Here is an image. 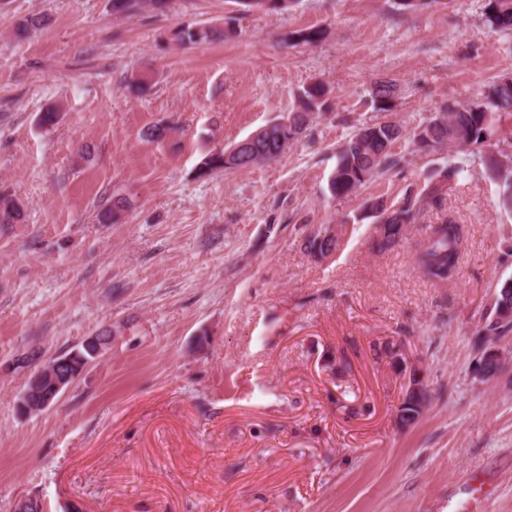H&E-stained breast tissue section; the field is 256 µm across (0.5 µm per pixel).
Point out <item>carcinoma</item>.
<instances>
[{"instance_id":"1","label":"carcinoma","mask_w":512,"mask_h":512,"mask_svg":"<svg viewBox=\"0 0 512 512\" xmlns=\"http://www.w3.org/2000/svg\"><path fill=\"white\" fill-rule=\"evenodd\" d=\"M168 2L169 0H112V12L131 16L147 7L161 12ZM236 2L240 11L246 13L258 7L272 11L284 10L291 0ZM483 15L490 27L506 36L512 35V0H486ZM322 35L323 31L319 29H301L289 33L284 43L290 46L314 44ZM214 36V31L195 26H183L175 32L177 42L184 46L202 45ZM153 80L151 72L136 71L127 80V88L133 94L144 95L152 90ZM401 94V86L393 78L379 77L371 84V105L375 111L383 113L382 119L363 123L336 151V165L328 181L331 196L345 198L354 195L371 179L403 167L406 159L392 151L393 146L402 140H409L412 155H428L448 148L460 156V160L449 159L436 173L439 180L427 184L417 193L409 191L403 202L395 208L385 207L381 200L371 204V209L379 213L381 224L378 235L373 240V248L379 252L385 251L402 240L404 228L415 223L424 203L442 199L447 183L464 170L465 155L475 156L482 151L486 152V165L500 182L502 205L512 209V151H485V148L492 146L494 140L492 109L512 108V77L504 76L490 87L486 96L487 104L448 106L415 128L408 136L405 135L402 124L388 118V113L394 110ZM329 109L328 90L323 83L317 82L303 87L296 93L295 104L288 112V131L285 132L278 126L272 127L252 142L251 151L265 162L277 159L290 145L299 141L311 123ZM242 167L243 163L239 162L237 156L224 150L216 151L203 158L198 175L204 177L215 170H240ZM22 218L21 207L0 193V224L18 223ZM464 244L462 225L447 216L441 223L431 227L426 243L416 253L415 263L427 278L446 281L457 269ZM338 246V236L329 228L324 229L322 234H309L301 240V249L315 257L329 254ZM505 309L512 310V278L499 284L489 313L479 322L478 332L487 337L489 344L512 333V316H504ZM499 365V359L485 350L475 366V371L490 379L497 374ZM430 401L429 396L418 399L408 392L405 393L400 407V421L408 426L413 425Z\"/></svg>"}]
</instances>
